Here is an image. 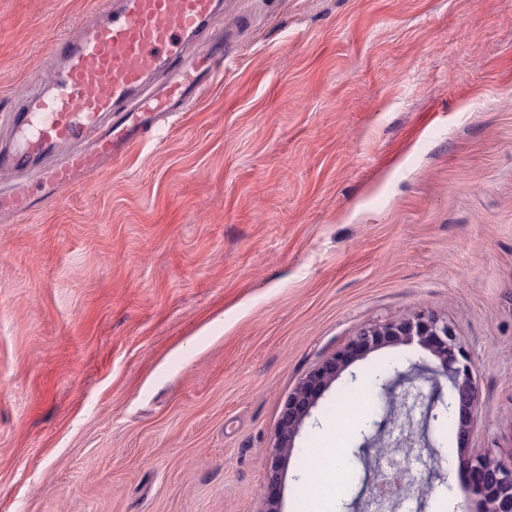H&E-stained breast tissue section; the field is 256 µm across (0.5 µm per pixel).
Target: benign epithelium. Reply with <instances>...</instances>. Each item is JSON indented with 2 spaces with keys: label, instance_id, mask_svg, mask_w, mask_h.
Segmentation results:
<instances>
[{
  "label": "benign epithelium",
  "instance_id": "1",
  "mask_svg": "<svg viewBox=\"0 0 512 512\" xmlns=\"http://www.w3.org/2000/svg\"><path fill=\"white\" fill-rule=\"evenodd\" d=\"M415 340L428 348L439 364L423 369L413 364L401 373V377L410 383L421 378L437 394L441 392L442 381H448L452 393L444 407L448 409L449 417H458L460 428H466L480 403L472 381L471 359L448 323L424 314L360 329L343 351L313 371L288 400L278 430V451L288 452L293 448L300 425L315 405L320 391L355 360L384 342L411 343ZM466 467L471 491L478 497L479 512H512V466L507 467L486 456H474L466 462ZM375 490L378 494L394 496L414 492L422 499L431 492L432 484L405 471L391 480L382 481Z\"/></svg>",
  "mask_w": 512,
  "mask_h": 512
}]
</instances>
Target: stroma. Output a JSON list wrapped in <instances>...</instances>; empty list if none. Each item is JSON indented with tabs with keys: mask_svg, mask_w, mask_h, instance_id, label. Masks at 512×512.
<instances>
[{
	"mask_svg": "<svg viewBox=\"0 0 512 512\" xmlns=\"http://www.w3.org/2000/svg\"><path fill=\"white\" fill-rule=\"evenodd\" d=\"M96 0H0V106ZM222 83L25 223L0 221V512H308L351 374L276 453L292 393L363 327L430 313L480 405L439 441L400 410L411 512H477L512 463V0H234ZM382 436L326 512H364ZM466 467L471 491L478 497L479 512H512V465L474 456Z\"/></svg>",
	"mask_w": 512,
	"mask_h": 512,
	"instance_id": "obj_1",
	"label": "stroma"
}]
</instances>
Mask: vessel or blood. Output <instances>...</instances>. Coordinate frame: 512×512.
Instances as JSON below:
<instances>
[{
  "mask_svg": "<svg viewBox=\"0 0 512 512\" xmlns=\"http://www.w3.org/2000/svg\"><path fill=\"white\" fill-rule=\"evenodd\" d=\"M223 11L224 0H96L76 37L54 41L52 84L0 113V172L32 177L0 187V215L27 218L170 128L224 77L231 37H201Z\"/></svg>",
  "mask_w": 512,
  "mask_h": 512,
  "instance_id": "b4317fda",
  "label": "vessel or blood"
}]
</instances>
